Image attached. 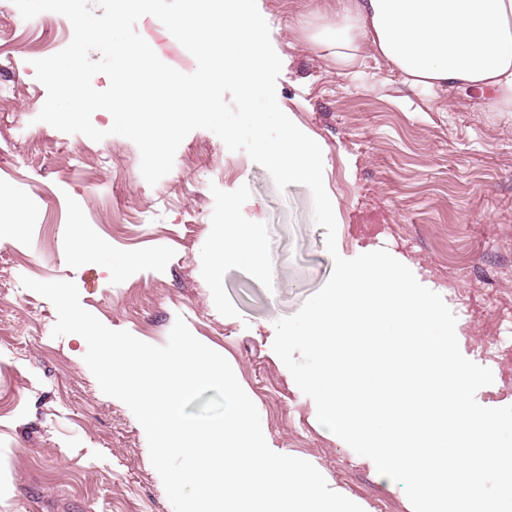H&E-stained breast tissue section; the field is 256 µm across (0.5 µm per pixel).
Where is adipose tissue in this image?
Segmentation results:
<instances>
[{"mask_svg": "<svg viewBox=\"0 0 512 512\" xmlns=\"http://www.w3.org/2000/svg\"><path fill=\"white\" fill-rule=\"evenodd\" d=\"M312 43L337 65L371 55L404 84L429 91L471 87L493 112H512V0H336ZM261 228L224 218V244L211 269L215 288L239 249L257 247Z\"/></svg>", "mask_w": 512, "mask_h": 512, "instance_id": "obj_1", "label": "adipose tissue"}]
</instances>
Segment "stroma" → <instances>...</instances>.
<instances>
[{
	"mask_svg": "<svg viewBox=\"0 0 512 512\" xmlns=\"http://www.w3.org/2000/svg\"><path fill=\"white\" fill-rule=\"evenodd\" d=\"M323 0H257L282 61L276 97L322 147L337 248L351 259L387 250L438 293L457 317L461 352L491 369L477 401L512 405V112H490L480 91L435 95L404 85L373 59L337 73L308 38ZM54 12L23 19L0 0V193L17 196L26 222L0 223V512H174L151 464L144 429L104 394L85 364V340L53 337V304L22 277L71 281L84 309L113 330L162 346L176 317L223 355L256 405L269 447L312 463L329 487L364 512H413L403 488L374 463L323 433L314 401L274 353V323L296 313L333 268L310 191L278 189L269 172L213 132L197 129L156 185L131 140L101 141L37 122L47 90L34 60L71 41ZM137 32L157 56L190 74L194 57L154 16ZM262 228L259 257L211 266L224 212ZM106 245L95 260L82 240Z\"/></svg>",
	"mask_w": 512,
	"mask_h": 512,
	"instance_id": "obj_1",
	"label": "stroma"
}]
</instances>
